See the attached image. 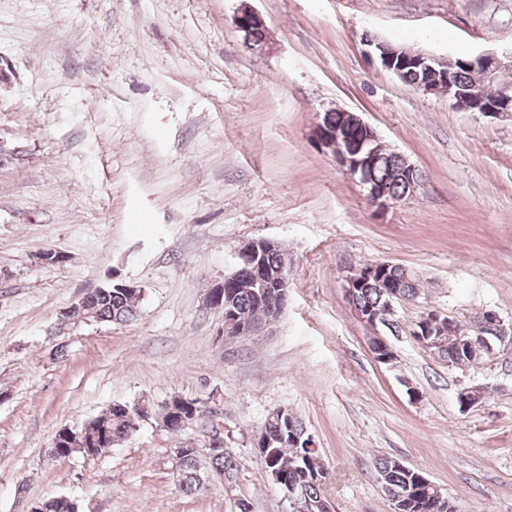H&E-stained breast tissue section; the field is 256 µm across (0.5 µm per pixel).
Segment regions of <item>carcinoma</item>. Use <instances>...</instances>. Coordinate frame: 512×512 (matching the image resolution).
<instances>
[{"label":"carcinoma","instance_id":"1","mask_svg":"<svg viewBox=\"0 0 512 512\" xmlns=\"http://www.w3.org/2000/svg\"><path fill=\"white\" fill-rule=\"evenodd\" d=\"M454 80L463 85L468 92L489 99L496 97L501 90L496 83L485 80L483 70L478 65L457 68ZM324 118L331 126L345 134L349 144L355 145L360 141L362 133L350 125L345 113L331 111L325 113ZM400 168L399 154L381 149L374 159L370 176L390 197L400 198L406 191V185L400 177ZM262 261L268 273L274 276L283 264L288 262V257L284 250L274 249L266 251ZM388 275L404 299L415 300L422 294L419 280L411 270L392 265L388 269ZM358 281L359 287L351 294L350 303L365 314L384 308L386 295L382 288L375 281L361 276L358 277ZM224 292L231 296L239 319L261 322L272 317L271 310L257 298L253 289L246 283L230 284L224 288ZM139 300L140 296L132 295L126 289L117 288L109 282L86 295L82 308L75 313L73 321L128 322L135 318ZM465 338L467 333L456 323L447 334L437 337L438 343L432 347V351L440 359L453 365L465 356L462 346ZM136 421V408L128 404L125 405L123 412H116L110 407L91 419L93 430L100 432L103 437V440L96 444L95 454L103 455L109 452L114 445L131 435ZM264 425L272 438V446L268 449L269 460L266 462L268 471L277 469L288 474V479L293 481L305 478L301 491L311 499L319 498L324 489L319 482L309 477V474L313 468L323 474L326 473V469L317 449L312 447L314 441L310 440V434L302 421L294 415L288 419V425L282 428L279 418L269 415ZM236 468L235 459L226 455L221 448L205 454L190 452L183 455L177 465L179 489L183 493L199 492L205 488L208 473L231 475ZM376 469L382 485L388 492L407 493L401 512H424L421 507L422 501L411 495L416 480L420 476H425L424 472L401 468L389 458L377 461Z\"/></svg>","mask_w":512,"mask_h":512}]
</instances>
